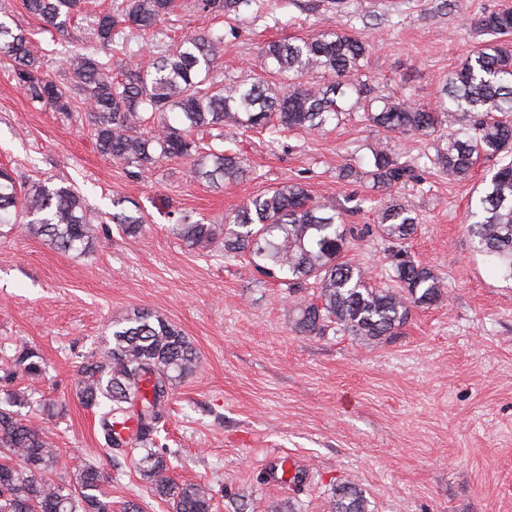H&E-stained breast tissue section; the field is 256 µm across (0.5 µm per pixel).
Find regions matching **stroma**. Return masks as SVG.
Instances as JSON below:
<instances>
[{
  "mask_svg": "<svg viewBox=\"0 0 512 512\" xmlns=\"http://www.w3.org/2000/svg\"><path fill=\"white\" fill-rule=\"evenodd\" d=\"M122 0H87L68 30L49 33L22 0H0V20L47 48L45 71L63 82L61 59L92 41L94 14ZM178 7L162 24L169 42L205 28L224 34L218 73L243 79L260 71V48L273 40L341 28L368 41L364 71L377 94L434 103L439 80L473 50L471 20L512 0H252L214 18ZM382 133L358 115L328 130L288 133L278 145L236 131L252 173L218 188L199 181L185 160L130 177L96 148L86 106L61 114L32 105L0 59V166L19 181L65 183L84 195L99 221L100 245L87 256L41 239L0 236V395L31 391L53 403L41 416L64 475L87 465L111 476L112 512L135 501L169 512L147 492L132 457L104 447L97 411L76 396L78 369L106 343L113 320L147 308L181 329L199 367L178 384L157 439L179 483L211 487L213 512H328L336 485L359 484L370 512H512V280L477 252L467 203L493 168L456 179L436 167L395 196L419 216L407 247L433 267L447 293L417 307L396 336L362 344L349 336L297 334L288 294L254 281L239 264L187 247L169 232L173 218L219 224L226 211L283 183H302L316 199L346 204L348 224L363 228L349 259L389 285L387 245L373 233L368 183L338 180L361 164ZM123 199L144 219L126 237L112 222ZM43 360L42 375L16 371V348ZM303 475L293 483V475Z\"/></svg>",
  "mask_w": 512,
  "mask_h": 512,
  "instance_id": "35a3bbf8",
  "label": "stroma"
}]
</instances>
